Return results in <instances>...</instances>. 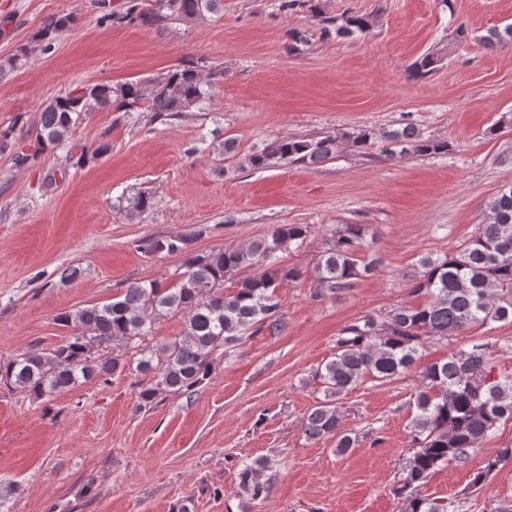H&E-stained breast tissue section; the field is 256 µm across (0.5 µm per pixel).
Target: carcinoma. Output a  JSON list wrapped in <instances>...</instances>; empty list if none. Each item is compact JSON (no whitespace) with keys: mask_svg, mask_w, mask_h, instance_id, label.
Wrapping results in <instances>:
<instances>
[{"mask_svg":"<svg viewBox=\"0 0 512 512\" xmlns=\"http://www.w3.org/2000/svg\"><path fill=\"white\" fill-rule=\"evenodd\" d=\"M223 0H155L152 9L141 0H129L126 13L109 12L107 0H93L104 19L150 25L163 19H196L214 13ZM283 11H306L321 19V34L336 26L338 36L362 33L370 26L366 15L342 17V24L320 17L318 0H280ZM69 16H53L42 29L43 50L51 49L56 32L70 25ZM493 45L512 44V24L493 27L481 37ZM432 53L409 67V77L424 79L435 71ZM222 70L202 76L193 67L172 69L145 85L127 81L116 85L79 84L55 98L40 112L39 149L60 148L70 142L85 112L111 105L116 112H152L164 120L190 112L203 99L206 85L220 82ZM391 154L439 155L448 152L446 140L426 137L411 123L383 134ZM337 136L313 140H279L261 152L246 156L252 167H263L272 158L291 163H322L336 153ZM109 145L84 149L69 162L80 166L107 153ZM152 206V199L138 193L125 199L128 215ZM487 221L477 234L454 252L420 260L413 293L425 297L418 304H403L379 321L365 316L344 327L336 338V352L315 371L326 399L313 405L305 417L304 431L311 440L336 438V448L355 447L356 439L341 428L333 398L369 378L392 382L412 372L420 381L415 394L413 441L416 445L406 463L405 476L396 487L399 512H449L448 504L421 492L430 475L448 462L463 463L470 451L502 421L512 420V377L492 375L489 345L471 343L429 364H420L430 342L446 341L475 325L512 321V183L499 189L486 203ZM308 234L304 224H279L245 246H226L197 253L186 250V239L169 237L150 244L151 252L182 254L183 271L173 282L135 283L112 302L91 305L57 316L71 330L64 342L49 352L28 347L0 363V382L43 398L93 380L106 381L126 372L152 376L150 387L139 392L138 408L154 405L163 393L192 394L209 379L216 357L228 355L240 336L257 335L282 326L278 288L285 281L310 275L318 293L334 294L354 287L378 268L379 260L361 257L366 225L344 224L327 240L313 270L282 266L279 253L300 244ZM262 267L265 273L247 271ZM233 291L224 293V282ZM185 318L183 336L144 346L153 322L168 314ZM113 345L120 354H106ZM512 459V448L503 449L476 473L473 486H481L499 465ZM238 487L253 501L262 499L267 485L259 480L264 463L238 464Z\"/></svg>","mask_w":512,"mask_h":512,"instance_id":"obj_1","label":"carcinoma"}]
</instances>
